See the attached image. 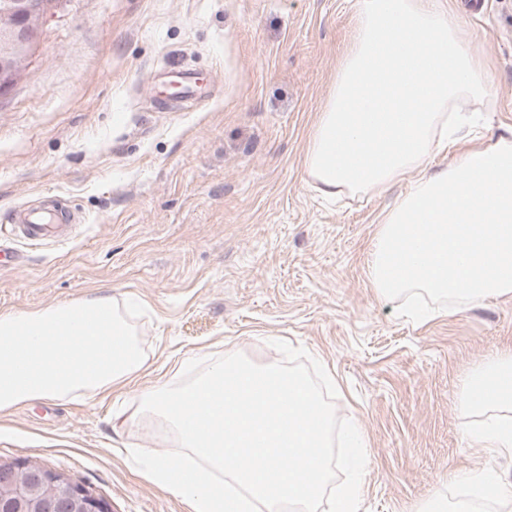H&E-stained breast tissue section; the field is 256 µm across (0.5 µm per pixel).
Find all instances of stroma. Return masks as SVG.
I'll use <instances>...</instances> for the list:
<instances>
[{
  "instance_id": "35a3bbf8",
  "label": "stroma",
  "mask_w": 512,
  "mask_h": 512,
  "mask_svg": "<svg viewBox=\"0 0 512 512\" xmlns=\"http://www.w3.org/2000/svg\"><path fill=\"white\" fill-rule=\"evenodd\" d=\"M491 79L485 121L455 154L512 137V0H449ZM355 0H64L0 98V214L55 201L67 242L0 267V312L106 292L149 372L105 399L0 412V460L34 459L110 512H191L127 456L163 453L156 422L129 423L136 391L190 356L280 362L305 348L332 377L367 465L360 512H418L436 494L512 482V457L465 438L467 378L512 351V294L419 322L369 277L397 183L324 199L304 160L350 43ZM202 77L205 104L172 107L166 74Z\"/></svg>"
}]
</instances>
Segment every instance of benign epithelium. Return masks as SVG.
Listing matches in <instances>:
<instances>
[{
  "mask_svg": "<svg viewBox=\"0 0 512 512\" xmlns=\"http://www.w3.org/2000/svg\"><path fill=\"white\" fill-rule=\"evenodd\" d=\"M59 0H16L0 13V98L32 55ZM0 512H109L107 502L36 460H0Z\"/></svg>",
  "mask_w": 512,
  "mask_h": 512,
  "instance_id": "benign-epithelium-1",
  "label": "benign epithelium"
}]
</instances>
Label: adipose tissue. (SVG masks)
I'll return each instance as SVG.
<instances>
[{
    "label": "adipose tissue",
    "mask_w": 512,
    "mask_h": 512,
    "mask_svg": "<svg viewBox=\"0 0 512 512\" xmlns=\"http://www.w3.org/2000/svg\"><path fill=\"white\" fill-rule=\"evenodd\" d=\"M147 358L112 295L32 312L0 313V411L21 402L93 399L127 386ZM468 396L498 420L462 429L466 438L512 453V352L490 356L467 380Z\"/></svg>",
    "instance_id": "ef3b65f1"
}]
</instances>
